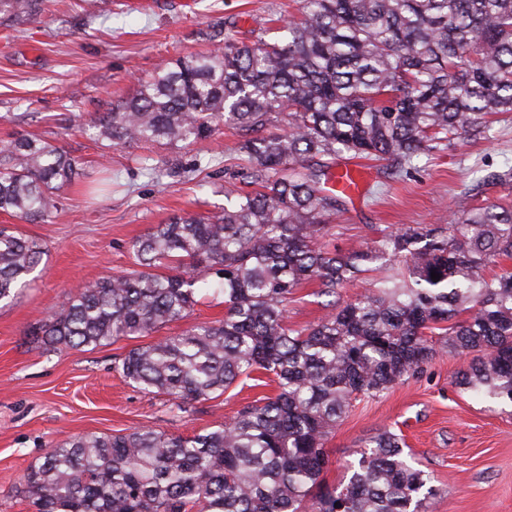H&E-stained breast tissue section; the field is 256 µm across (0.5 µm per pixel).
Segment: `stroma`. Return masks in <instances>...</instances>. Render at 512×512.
<instances>
[{"instance_id":"35a3bbf8","label":"stroma","mask_w":512,"mask_h":512,"mask_svg":"<svg viewBox=\"0 0 512 512\" xmlns=\"http://www.w3.org/2000/svg\"><path fill=\"white\" fill-rule=\"evenodd\" d=\"M39 2L32 13L0 12V145L34 135L78 159L81 171L46 221L26 224L0 212V225H17L46 248L29 286L0 303V512H33L18 490L59 440L143 426L190 436L275 393L246 378L176 416L166 396L132 387L114 369L115 357L141 338L62 348L36 334L76 284L131 268L133 238L174 216L222 212L238 169L240 137L231 128L192 144L115 147L92 128L95 115L133 96L140 79L180 56L210 51L225 34L279 39L278 21L296 14V0H108L101 16L82 0ZM148 162L176 174L153 178ZM509 168L512 119L498 115L490 138L420 158L406 176L373 171L325 239L345 253L377 228L451 224L462 210L490 201L512 207V181L473 191L478 178ZM468 363L439 352L422 373L354 402L327 442V481L343 482L346 464L388 428L434 477L437 493L426 512H512V407L459 387Z\"/></svg>"}]
</instances>
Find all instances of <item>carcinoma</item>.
<instances>
[{
	"mask_svg": "<svg viewBox=\"0 0 512 512\" xmlns=\"http://www.w3.org/2000/svg\"><path fill=\"white\" fill-rule=\"evenodd\" d=\"M273 43L235 35L182 56L96 118L114 146L197 142L241 131L240 177L224 212L181 216L131 241L134 268L84 284L43 323L52 346H102L184 319L206 290L224 318L130 349L114 369L186 413L260 372L276 394L191 437L151 427L52 445L20 493L35 512H425L436 489L385 428L325 482L326 444L352 402L418 373L442 349L476 354L460 385L512 404V209L488 203L458 224H416L338 253L322 241L345 210L344 160L400 175L460 139L489 138L512 112V0H301ZM275 122L281 133L267 134ZM78 161L36 137L0 148V212L35 223L62 205ZM42 244L0 226V301L41 261ZM372 287L341 290L361 274ZM440 278L431 279V273ZM314 284L317 324L288 303ZM464 319H459L460 315ZM450 324L448 339L427 334ZM313 284L299 288L293 295L288 307V324L294 328H303L317 323L324 315L322 302L327 298L317 296Z\"/></svg>",
	"mask_w": 512,
	"mask_h": 512,
	"instance_id": "obj_1",
	"label": "carcinoma"
}]
</instances>
